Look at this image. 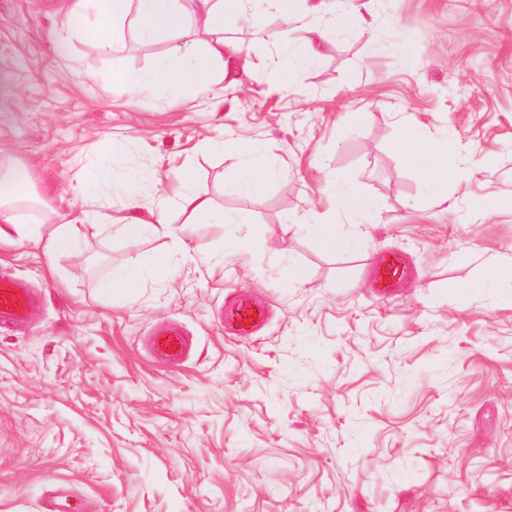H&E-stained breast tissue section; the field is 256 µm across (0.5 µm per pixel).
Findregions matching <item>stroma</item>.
<instances>
[{
    "mask_svg": "<svg viewBox=\"0 0 512 512\" xmlns=\"http://www.w3.org/2000/svg\"><path fill=\"white\" fill-rule=\"evenodd\" d=\"M350 30L324 25L321 64L277 85L306 28L249 15L218 35L239 43L235 80L215 92L161 85L131 95L115 67L150 68L208 34L184 29L122 51L73 37L65 0H0V166L24 168L36 196L17 213L56 224L111 210L77 175L109 140L140 179L145 207L182 169L213 204L180 247L150 231L80 226L47 263L0 243V275L37 294L30 320L0 327V512H512V0H355ZM461 149L447 199L394 152L401 122ZM262 142L277 170L259 196L240 160L206 141ZM372 203L363 247L332 252L309 209L350 223L337 180ZM406 256L396 295L366 268ZM170 262L155 271L161 254ZM136 267L140 286L99 283ZM272 309L255 335L218 326L227 292ZM160 325L186 331L179 364L150 357Z\"/></svg>",
    "mask_w": 512,
    "mask_h": 512,
    "instance_id": "obj_1",
    "label": "stroma"
}]
</instances>
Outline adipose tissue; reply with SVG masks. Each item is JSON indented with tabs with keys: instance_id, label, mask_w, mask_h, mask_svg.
Masks as SVG:
<instances>
[{
	"instance_id": "ef3b65f1",
	"label": "adipose tissue",
	"mask_w": 512,
	"mask_h": 512,
	"mask_svg": "<svg viewBox=\"0 0 512 512\" xmlns=\"http://www.w3.org/2000/svg\"><path fill=\"white\" fill-rule=\"evenodd\" d=\"M67 12L71 15L92 14L88 35L101 50L113 54L123 47L126 21L130 18L135 21L141 41L149 43L165 32L182 28L189 21L205 28H218L223 26L225 18L247 13L251 16L252 26L259 28L265 15L272 13L286 22L306 26L310 33L306 47L286 57L281 69V77L285 80L313 66L321 58L326 41L321 22L325 16H333L340 30L348 29L354 21L352 5L340 8L336 0H67ZM237 53L236 47L221 41L206 45L191 57L173 51L147 70L113 69L112 83L133 94L146 92L161 83L176 90H207L223 83L231 74ZM211 147L227 155L244 157L245 165L240 175L242 190L253 196L264 193L275 171L268 165L259 144L224 138L212 141ZM393 148L422 180L436 190H447L449 183L462 178L461 168L448 160L456 151L455 145L429 139L413 124H401ZM124 152L122 143L107 142L92 166L82 171L75 186L77 194L92 197L100 189L112 186L118 178L116 161ZM169 201V195H160L149 218L144 219L137 215L141 207L137 196H127L126 213L117 221L132 236L138 235L146 225L156 233L177 236V229L167 224L164 217ZM16 208V201L0 202V239L17 233L21 238L41 244L50 256L71 246L76 240L79 222L90 217L85 211L79 218L47 229L40 224L17 223ZM310 218L326 248L354 251L364 240L365 232L360 223L354 222L345 228L335 224L329 214L316 211L311 212Z\"/></svg>"
}]
</instances>
